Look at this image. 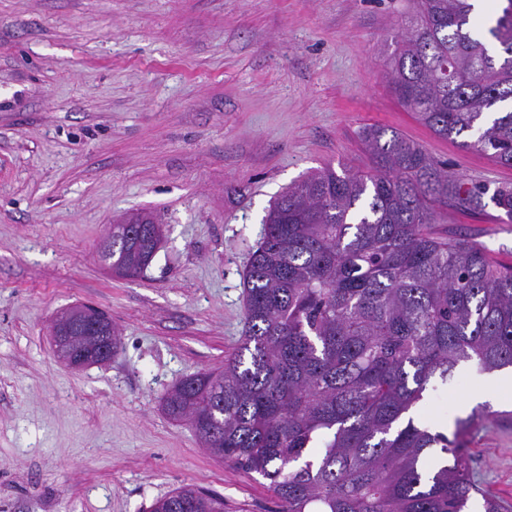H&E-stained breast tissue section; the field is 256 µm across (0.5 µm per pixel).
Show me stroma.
Here are the masks:
<instances>
[{
	"label": "stroma",
	"mask_w": 512,
	"mask_h": 512,
	"mask_svg": "<svg viewBox=\"0 0 512 512\" xmlns=\"http://www.w3.org/2000/svg\"><path fill=\"white\" fill-rule=\"evenodd\" d=\"M412 0H0V512H147L182 485L224 512H279L213 457L162 398L222 370L244 330L242 274L272 202L311 171L365 168L380 126L447 161L484 207L436 208L439 233L512 265V190L498 166L436 137L383 62ZM138 214L162 244L135 279L99 256ZM105 310L121 345L74 369L54 354L67 308ZM507 367L461 368L428 391L442 430ZM470 429V467L512 504V392Z\"/></svg>",
	"instance_id": "obj_1"
}]
</instances>
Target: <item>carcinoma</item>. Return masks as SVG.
Returning <instances> with one entry per match:
<instances>
[{
	"mask_svg": "<svg viewBox=\"0 0 512 512\" xmlns=\"http://www.w3.org/2000/svg\"><path fill=\"white\" fill-rule=\"evenodd\" d=\"M478 34L472 0H415L385 66L399 104L437 137L512 167V0ZM360 138L367 171L327 165L272 203L243 275L245 327L218 374L182 379L162 399L209 452L268 481L280 512H505L471 477L463 436L417 408L435 379L464 366L512 367V265L440 236L433 211L482 209L483 192L396 131ZM112 250L137 277L162 233L146 216ZM150 512H224V498L183 485Z\"/></svg>",
	"mask_w": 512,
	"mask_h": 512,
	"instance_id": "cac0c4a2",
	"label": "carcinoma"
}]
</instances>
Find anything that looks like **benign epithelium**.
<instances>
[{"label": "benign epithelium", "mask_w": 512, "mask_h": 512, "mask_svg": "<svg viewBox=\"0 0 512 512\" xmlns=\"http://www.w3.org/2000/svg\"><path fill=\"white\" fill-rule=\"evenodd\" d=\"M112 321H101L98 311L89 307H73L60 313L53 324L52 336L58 357L72 368H84L91 361H74L70 357V345L77 336H103L99 343L97 359L101 363L112 361Z\"/></svg>", "instance_id": "7a95c632"}]
</instances>
